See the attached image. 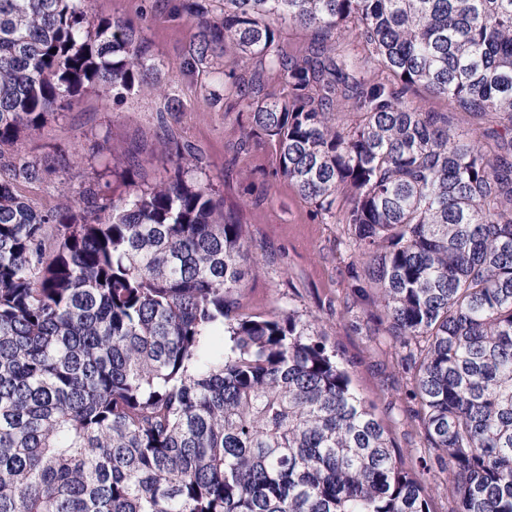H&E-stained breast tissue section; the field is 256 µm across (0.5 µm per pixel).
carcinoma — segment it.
Listing matches in <instances>:
<instances>
[{
    "label": "carcinoma",
    "instance_id": "obj_1",
    "mask_svg": "<svg viewBox=\"0 0 512 512\" xmlns=\"http://www.w3.org/2000/svg\"><path fill=\"white\" fill-rule=\"evenodd\" d=\"M244 145L342 225L454 512H512V0H177ZM312 32L285 54L281 28ZM166 63L91 0H0V512H435L316 317L244 309L260 264L185 146L39 209L5 151ZM276 73L287 94L265 92ZM425 91L469 117L427 107Z\"/></svg>",
    "mask_w": 512,
    "mask_h": 512
}]
</instances>
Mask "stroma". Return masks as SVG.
<instances>
[{"label": "stroma", "mask_w": 512, "mask_h": 512, "mask_svg": "<svg viewBox=\"0 0 512 512\" xmlns=\"http://www.w3.org/2000/svg\"><path fill=\"white\" fill-rule=\"evenodd\" d=\"M100 18L134 22L148 37L153 53L170 62L163 77L183 109L167 111L151 86H136L119 102L94 92L40 133L23 137L19 154L44 170L42 182L23 194L39 208L56 206L62 197L78 198L84 187L104 188L113 150L134 144L153 149L163 138L187 145L199 158L226 204L244 205L243 219L263 256L260 271L245 280L244 301L253 309L280 307L301 316H317L328 347L349 362L355 389L369 402L396 438L407 465L421 470L431 486L445 475L424 448V430L413 411L406 375L373 306L371 288H360L351 274L349 251L340 243L341 228L317 216L313 205L276 174L271 147H244L236 113L203 102L223 93L217 69L183 71L175 63L190 34L186 18L168 14L166 0H93ZM86 154L83 176L65 167L75 149Z\"/></svg>", "instance_id": "obj_1"}]
</instances>
